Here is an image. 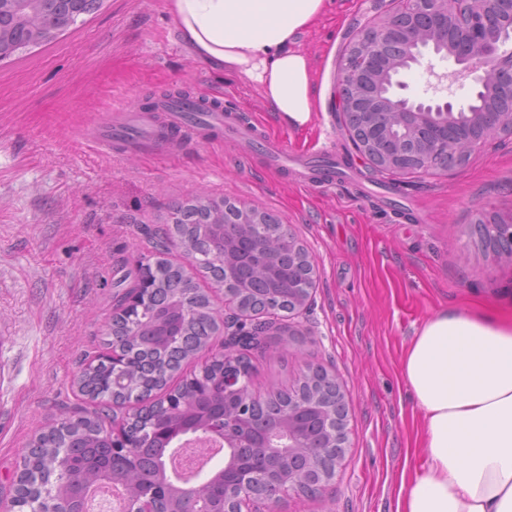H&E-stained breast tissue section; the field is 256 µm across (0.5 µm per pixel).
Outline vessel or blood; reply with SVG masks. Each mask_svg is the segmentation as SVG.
<instances>
[{"label": "vessel or blood", "instance_id": "b4317fda", "mask_svg": "<svg viewBox=\"0 0 512 512\" xmlns=\"http://www.w3.org/2000/svg\"><path fill=\"white\" fill-rule=\"evenodd\" d=\"M222 109L200 97L156 99L152 112L122 113L113 123L97 128V138L104 145L120 142L125 152L145 149L161 154L205 128L223 125Z\"/></svg>", "mask_w": 512, "mask_h": 512}]
</instances>
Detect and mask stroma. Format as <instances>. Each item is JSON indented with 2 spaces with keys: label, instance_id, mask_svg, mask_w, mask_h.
Returning <instances> with one entry per match:
<instances>
[{
  "label": "stroma",
  "instance_id": "35a3bbf8",
  "mask_svg": "<svg viewBox=\"0 0 512 512\" xmlns=\"http://www.w3.org/2000/svg\"><path fill=\"white\" fill-rule=\"evenodd\" d=\"M396 0H329L298 47L317 74L312 123L291 128L259 88L216 74L181 45L169 0H104L55 43L0 62V331L13 380L0 398V499L13 494L23 448L52 418L86 399L76 386L85 352L112 317L113 284L154 261L147 229L202 193L290 225L314 257L309 308L283 314L268 351L250 354L252 385L295 384L309 366L336 372L348 396L349 448L320 495L277 512H394L393 488L417 461L414 405L399 363L428 316L466 306L512 313V264L484 249L475 212L512 215V137L476 146L465 163L379 172L356 153L336 112V73L356 32ZM424 52L406 80L416 101L461 104L471 78ZM187 90L279 139L295 162L275 168L253 144L201 131L169 156L121 154L94 140L113 111L146 109ZM328 147L343 174L313 181L307 163Z\"/></svg>",
  "mask_w": 512,
  "mask_h": 512
}]
</instances>
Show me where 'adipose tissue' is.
I'll use <instances>...</instances> for the list:
<instances>
[{
	"label": "adipose tissue",
	"mask_w": 512,
	"mask_h": 512,
	"mask_svg": "<svg viewBox=\"0 0 512 512\" xmlns=\"http://www.w3.org/2000/svg\"><path fill=\"white\" fill-rule=\"evenodd\" d=\"M327 0H169L180 39L219 73L259 87L295 127L316 110L300 33ZM400 377L421 413L422 456L402 472L395 512H512V315L442 311L404 348Z\"/></svg>",
	"instance_id": "obj_1"
}]
</instances>
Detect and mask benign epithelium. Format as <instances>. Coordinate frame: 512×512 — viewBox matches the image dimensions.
Instances as JSON below:
<instances>
[{"mask_svg": "<svg viewBox=\"0 0 512 512\" xmlns=\"http://www.w3.org/2000/svg\"><path fill=\"white\" fill-rule=\"evenodd\" d=\"M512 0H400V7L380 23L359 31L341 58L336 83L338 107L345 117L347 133L354 136L356 151L382 171L408 168L435 169L463 163L471 150L493 135L512 136ZM452 58L464 70L477 74L476 88L487 96L489 108L467 113L469 134L448 137V116L469 105L446 101L435 105L406 97L397 98L392 88L407 87L401 76L419 61L422 50ZM242 228L277 225L265 237L275 243L262 253L264 265L286 254L306 268V280L298 285L293 310L308 308L314 291L316 267L311 256L298 244L290 228L275 218H264L241 206ZM482 242L494 255L512 261V216L486 220L482 212L474 216ZM212 292L224 297V314L215 335L217 348L211 359L224 358V374L211 384L213 391L234 405L224 410V421H210L206 432L224 440L228 457L224 472L232 475L225 486V512H243L260 496L269 504L291 494L316 493L332 479L310 451L304 418H318L323 437L319 455L340 462L348 443L347 405L349 399L336 374L308 369L297 381L288 399L280 424L265 433L253 425V410L280 396L271 390L259 397L250 388V369L228 354L227 345L241 336H253L260 317L273 322L280 312V296L269 290L261 298L260 311L247 314L241 296L227 287ZM112 422L110 441L114 452L129 455L134 445L125 435L123 417ZM258 448L274 461L271 469L255 474L245 467L240 453Z\"/></svg>", "mask_w": 512, "mask_h": 512, "instance_id": "7a95c632", "label": "benign epithelium"}]
</instances>
